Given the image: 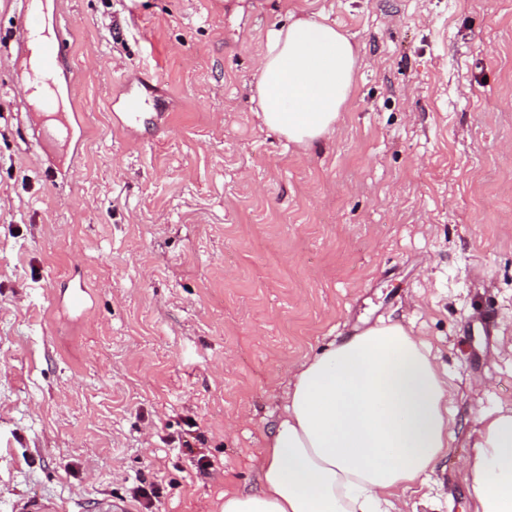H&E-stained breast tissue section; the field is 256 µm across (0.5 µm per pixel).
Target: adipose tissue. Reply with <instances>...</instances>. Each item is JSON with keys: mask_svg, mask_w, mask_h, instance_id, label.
Instances as JSON below:
<instances>
[{"mask_svg": "<svg viewBox=\"0 0 512 512\" xmlns=\"http://www.w3.org/2000/svg\"><path fill=\"white\" fill-rule=\"evenodd\" d=\"M357 55L333 25L272 29L256 85L264 125L307 146L332 132ZM261 453L260 488L228 490L221 512H381L448 445V398L424 342L399 323L370 327L295 368ZM463 463L474 512H512V409L482 416Z\"/></svg>", "mask_w": 512, "mask_h": 512, "instance_id": "adipose-tissue-1", "label": "adipose tissue"}]
</instances>
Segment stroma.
Returning <instances> with one entry per match:
<instances>
[{
    "instance_id": "stroma-1",
    "label": "stroma",
    "mask_w": 512,
    "mask_h": 512,
    "mask_svg": "<svg viewBox=\"0 0 512 512\" xmlns=\"http://www.w3.org/2000/svg\"><path fill=\"white\" fill-rule=\"evenodd\" d=\"M23 9L0 0V512H138L139 486L219 512L259 487L289 367L390 323L454 388L397 512H471V436L512 408V0H57L82 136L47 148ZM291 18L358 56L309 148L257 107Z\"/></svg>"
}]
</instances>
